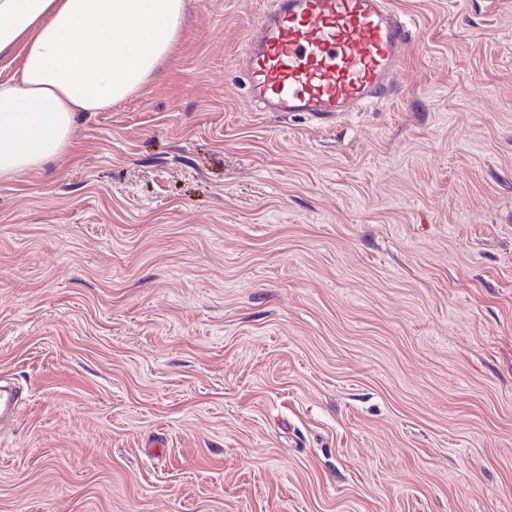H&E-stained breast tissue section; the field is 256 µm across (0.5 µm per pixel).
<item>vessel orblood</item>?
<instances>
[{"label":"vessel or blood","instance_id":"1","mask_svg":"<svg viewBox=\"0 0 512 512\" xmlns=\"http://www.w3.org/2000/svg\"><path fill=\"white\" fill-rule=\"evenodd\" d=\"M407 30L387 0H276L244 30L248 89L270 112L328 120L391 94ZM0 385V423L19 414Z\"/></svg>","mask_w":512,"mask_h":512}]
</instances>
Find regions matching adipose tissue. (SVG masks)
<instances>
[{"label": "adipose tissue", "instance_id": "obj_1", "mask_svg": "<svg viewBox=\"0 0 512 512\" xmlns=\"http://www.w3.org/2000/svg\"><path fill=\"white\" fill-rule=\"evenodd\" d=\"M185 0H0V181L69 146L76 116L139 91L169 54Z\"/></svg>", "mask_w": 512, "mask_h": 512}]
</instances>
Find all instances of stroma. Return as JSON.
<instances>
[{"label": "stroma", "instance_id": "1", "mask_svg": "<svg viewBox=\"0 0 512 512\" xmlns=\"http://www.w3.org/2000/svg\"><path fill=\"white\" fill-rule=\"evenodd\" d=\"M389 2L388 99L265 111L274 0H186L0 182V512H512V0ZM0 381V423L14 420L19 414V393L16 387Z\"/></svg>", "mask_w": 512, "mask_h": 512}]
</instances>
